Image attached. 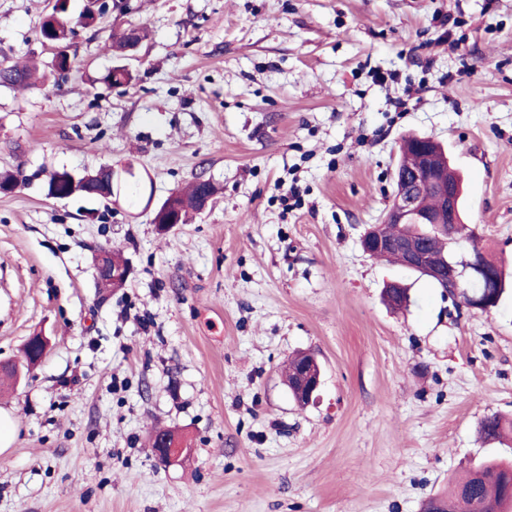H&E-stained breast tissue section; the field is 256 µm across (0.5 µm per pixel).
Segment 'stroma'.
I'll return each mask as SVG.
<instances>
[{
    "instance_id": "1",
    "label": "stroma",
    "mask_w": 512,
    "mask_h": 512,
    "mask_svg": "<svg viewBox=\"0 0 512 512\" xmlns=\"http://www.w3.org/2000/svg\"><path fill=\"white\" fill-rule=\"evenodd\" d=\"M52 70L49 0H0V60L48 78L0 87V361L36 332L43 362L0 408V512H426L512 447V285L487 313L362 249L383 221L402 136L439 142L464 221L512 274V0H102ZM147 30L135 56L113 30ZM131 85L108 87L117 65ZM133 164L153 198H48L49 172ZM188 223L154 207L196 178ZM133 272L102 293L94 259ZM409 289L406 309L382 299ZM322 366L307 408L285 384ZM185 449L152 455L153 431ZM479 432L490 442H502L512 437V420L498 414L485 416L479 424Z\"/></svg>"
}]
</instances>
